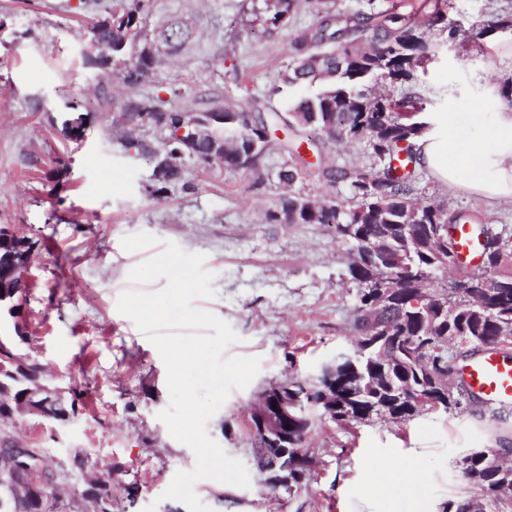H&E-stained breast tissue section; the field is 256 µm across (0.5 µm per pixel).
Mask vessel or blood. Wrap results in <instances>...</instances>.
Masks as SVG:
<instances>
[{
    "label": "vessel or blood",
    "instance_id": "vessel-or-blood-1",
    "mask_svg": "<svg viewBox=\"0 0 512 512\" xmlns=\"http://www.w3.org/2000/svg\"><path fill=\"white\" fill-rule=\"evenodd\" d=\"M454 240L461 261L480 260L481 242L470 225H456ZM460 383L469 395L485 401L512 403V358L503 356L495 348H487L463 366Z\"/></svg>",
    "mask_w": 512,
    "mask_h": 512
}]
</instances>
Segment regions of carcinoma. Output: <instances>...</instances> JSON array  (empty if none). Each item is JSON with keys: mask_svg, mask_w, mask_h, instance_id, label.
<instances>
[{"mask_svg": "<svg viewBox=\"0 0 512 512\" xmlns=\"http://www.w3.org/2000/svg\"><path fill=\"white\" fill-rule=\"evenodd\" d=\"M149 0H117L108 7L99 0L98 16L88 27L94 51L85 55L84 65L97 80L101 100L112 103L108 88L112 80L134 87L146 73L157 70L167 53L148 55L143 48L157 41L178 52L190 31L179 22L163 28L156 39L148 38L145 7ZM296 7V0H271L266 4V22L274 27L285 24ZM422 4L416 16L395 11H373L366 15L334 16L326 13L325 24L312 33L303 32L292 40L293 64L283 75V82L314 85L324 82L313 96L298 99L290 110L291 118L301 127L321 131L332 128L336 140L366 138L374 157L383 164L372 179L383 185V194L370 197L364 190L367 173L331 168L323 176L331 182H347L357 204L346 208L332 197L315 206L301 197L288 195L270 211V222L281 224H333L336 234L349 242L354 259L349 266L351 278L359 285V304L353 326L358 333L355 355L336 365L329 379L285 381L281 390L288 392L300 405V414L288 422V446L303 444L314 416L335 423L362 421L373 415H384L402 422L422 409L448 410L461 406L465 393L461 388L442 387L439 379L452 359L448 356V337L454 336L457 347L477 350V341L496 335L501 324H512V257L495 248L487 256L483 268L472 273L477 288L467 297H456L453 303L443 300L432 314L423 318L412 307L417 289L438 292L436 273L442 258L448 256V214L440 206L421 204L413 197L412 182L395 173L392 163L399 160L400 144L417 134V127L404 122V114L420 111L417 98L407 94L400 99L371 96L360 90L367 80L406 84L416 79L415 72L423 61L435 53L437 45L427 31L447 33L453 40L460 25L448 19L439 4L426 10ZM373 29L369 44L363 32ZM124 122L137 125L148 119L161 128H176L192 119L188 112L167 111L160 102L131 96L121 107ZM210 110L224 113V127L234 130L237 141L224 148V168L259 171L258 161L267 149L270 125L276 117L256 116L252 107L234 102L216 103ZM126 149L149 152L155 156L153 178L159 184L156 192L183 180L184 173L170 167L168 152L180 147L177 142L154 149L148 144L128 141ZM391 224L398 232L389 237L373 253L369 239L381 233L382 225ZM34 242L18 237L0 227V272L8 268L7 256L14 251L31 253ZM403 275L405 288L397 304L386 307L377 302L376 282L383 270ZM493 276L503 282L494 297L483 294L479 285ZM412 387L431 397L416 405L399 396V390ZM82 394L75 390L70 404L43 397L40 413L55 421H65L61 412H78ZM14 449L0 447V497L15 496L23 487L20 475L8 462ZM460 470L467 472V495L446 504L444 512H466L471 499L480 497L487 503L486 512H505L507 504L498 501L495 486L512 482V463L504 469L489 471L483 459L472 454L458 460Z\"/></svg>", "mask_w": 512, "mask_h": 512, "instance_id": "1", "label": "carcinoma"}]
</instances>
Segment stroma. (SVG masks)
I'll return each mask as SVG.
<instances>
[{
    "label": "stroma",
    "mask_w": 512,
    "mask_h": 512,
    "mask_svg": "<svg viewBox=\"0 0 512 512\" xmlns=\"http://www.w3.org/2000/svg\"><path fill=\"white\" fill-rule=\"evenodd\" d=\"M89 2L0 0V227L35 243L23 271L28 289L15 312L0 311V336L14 337L16 352L39 364L64 399L78 390L85 401L64 423L14 416L0 425V437L43 453L68 512H95L86 495L93 478L110 479L112 512H142L152 503L156 512H182L183 503L162 494L177 472L194 468L195 457L159 418L169 396L157 349L117 309L129 271L172 241L205 257L216 295L195 305L237 333L228 355L261 360L256 378L232 391L207 423L209 436L244 463L250 486L200 480L194 491L203 503L213 512H444L463 487L460 455L512 448V405L466 400L399 423L380 415L346 426L315 419L305 441L313 464L292 493L270 490L252 457L255 392L319 378L340 354L353 353L358 304L350 247L333 228L270 223L265 214L288 194L333 196L353 207L348 185L319 177L318 168H381L367 140L337 144L293 126V101L315 89L286 85L282 76L292 63L291 39L317 23L314 10L299 0L286 25L272 30L264 0H150L149 26L177 19L192 35L143 83H113L106 106L82 65ZM452 2L461 32L440 41L412 88L427 112L466 111L485 87L512 81V57L496 52L512 31L479 34L512 14V0ZM130 94L161 98L168 110L249 100L261 113L278 112L263 177L189 159L187 186L155 193L150 155L119 143V101ZM78 113L87 117L80 139L64 131ZM299 142L306 145L300 154ZM291 168L294 181L281 182L280 172ZM414 194L479 224L512 252V203L489 207L463 183L443 191L420 169ZM395 467L409 470L410 481L393 477ZM370 488L376 498L366 497Z\"/></svg>",
    "instance_id": "1"
}]
</instances>
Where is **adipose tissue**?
<instances>
[{"mask_svg":"<svg viewBox=\"0 0 512 512\" xmlns=\"http://www.w3.org/2000/svg\"><path fill=\"white\" fill-rule=\"evenodd\" d=\"M417 164L444 190L466 182L489 206L512 202V111L415 115Z\"/></svg>","mask_w":512,"mask_h":512,"instance_id":"adipose-tissue-1","label":"adipose tissue"}]
</instances>
